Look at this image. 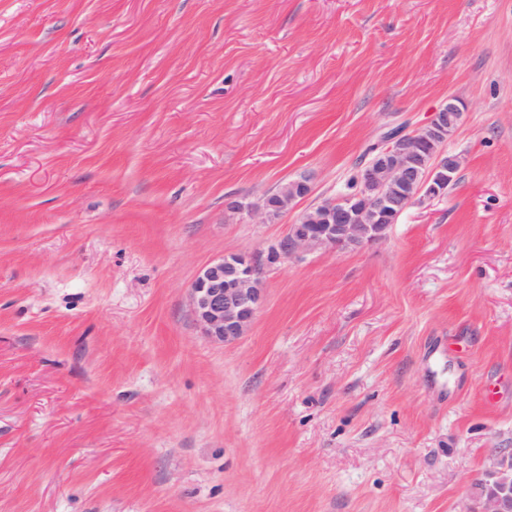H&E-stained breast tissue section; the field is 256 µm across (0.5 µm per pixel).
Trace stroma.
<instances>
[{"mask_svg":"<svg viewBox=\"0 0 512 512\" xmlns=\"http://www.w3.org/2000/svg\"><path fill=\"white\" fill-rule=\"evenodd\" d=\"M451 96L446 196L268 262ZM232 252L222 344L189 289ZM504 455L512 0H0V512H478ZM312 188L307 179L297 180L294 183L292 195L288 198V208L298 199H304L311 194ZM226 207L234 211H244L247 208L249 214L253 217L268 219L275 215H280L288 208H285L280 202V196L266 195L259 205H248L240 203L237 200H228ZM258 264L248 253H228L205 265L189 293L192 315L205 336L231 343L250 328L264 302Z\"/></svg>","mask_w":512,"mask_h":512,"instance_id":"stroma-1","label":"stroma"}]
</instances>
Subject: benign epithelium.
<instances>
[{
    "label": "benign epithelium",
    "mask_w": 512,
    "mask_h": 512,
    "mask_svg": "<svg viewBox=\"0 0 512 512\" xmlns=\"http://www.w3.org/2000/svg\"><path fill=\"white\" fill-rule=\"evenodd\" d=\"M464 112L454 97L434 112L424 126L383 139L376 158L357 173L361 191L327 199L305 210L289 225L279 241L280 258L328 248L344 250L381 240L417 197L443 195L444 184L460 169L458 156L443 144L454 134ZM226 207L268 219L286 211L277 195L258 205L229 200ZM264 302L258 264L248 253H228L200 269L189 293L192 315L205 336L231 343L250 328ZM480 512H512V460H498L487 478L478 483Z\"/></svg>",
    "instance_id": "benign-epithelium-1"
}]
</instances>
